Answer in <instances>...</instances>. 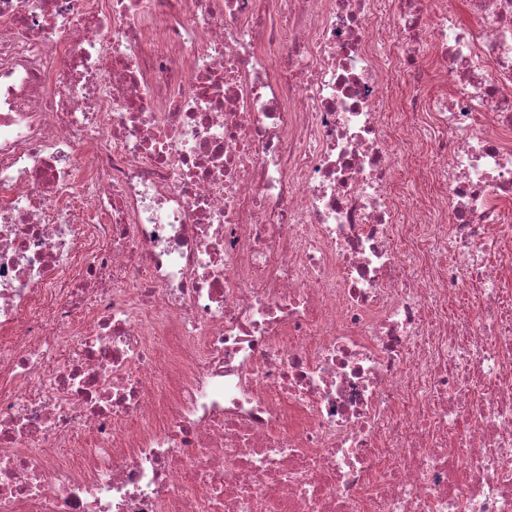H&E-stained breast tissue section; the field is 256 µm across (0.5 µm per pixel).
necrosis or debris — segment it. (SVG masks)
I'll use <instances>...</instances> for the list:
<instances>
[{
    "label": "necrosis or debris",
    "mask_w": 512,
    "mask_h": 512,
    "mask_svg": "<svg viewBox=\"0 0 512 512\" xmlns=\"http://www.w3.org/2000/svg\"><path fill=\"white\" fill-rule=\"evenodd\" d=\"M429 2L0 0V512H512V0ZM418 85V87L414 88V84L405 81L401 77L394 87V94L403 103L407 102V100L415 95L416 89L421 93L431 95L444 94L449 90L450 80L448 73L445 74L443 66L437 63L433 58H430L426 66L423 80ZM435 158L420 152L410 154L398 167L396 182L400 185L399 209L406 212L417 199L426 196V189L419 180L423 165Z\"/></svg>",
    "instance_id": "1"
}]
</instances>
